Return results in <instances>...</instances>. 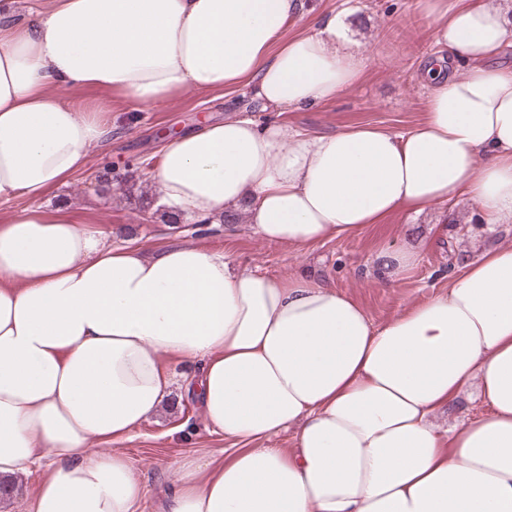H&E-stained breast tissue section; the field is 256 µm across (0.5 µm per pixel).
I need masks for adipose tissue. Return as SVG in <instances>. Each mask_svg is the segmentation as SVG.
I'll return each mask as SVG.
<instances>
[{
  "label": "adipose tissue",
  "instance_id": "adipose-tissue-1",
  "mask_svg": "<svg viewBox=\"0 0 512 512\" xmlns=\"http://www.w3.org/2000/svg\"><path fill=\"white\" fill-rule=\"evenodd\" d=\"M299 0H43L27 22L0 0V476L45 459L28 512H512V246L446 291L377 325L322 281L238 270L176 245L115 246L69 207L33 208L82 171L107 113L62 99L89 86L156 109L175 93L248 87L264 108L334 99L364 70L331 16L287 37ZM436 22L427 112L402 132L307 135L243 114L164 141L150 182L173 215L244 212L268 241L304 251L388 215L465 197L512 223V9L422 0ZM461 65L447 70L448 59ZM405 242L375 266L394 285ZM223 462L185 457L177 484L147 485L128 457L90 455L155 416L174 363ZM476 389L482 417L442 435L434 413ZM293 432L292 448L264 439Z\"/></svg>",
  "mask_w": 512,
  "mask_h": 512
}]
</instances>
